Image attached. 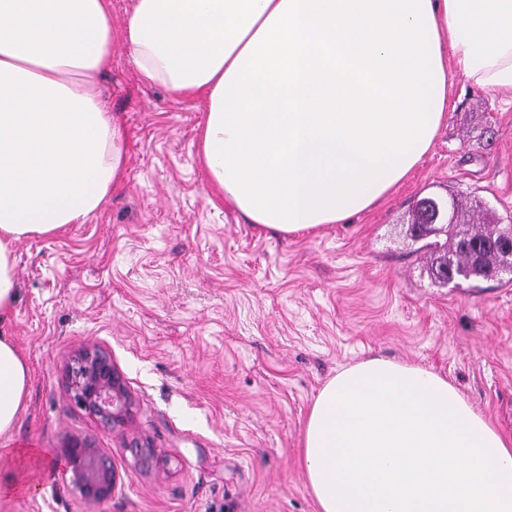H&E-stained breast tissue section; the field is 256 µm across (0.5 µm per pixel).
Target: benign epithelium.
<instances>
[{
  "label": "benign epithelium",
  "mask_w": 512,
  "mask_h": 512,
  "mask_svg": "<svg viewBox=\"0 0 512 512\" xmlns=\"http://www.w3.org/2000/svg\"><path fill=\"white\" fill-rule=\"evenodd\" d=\"M66 379L74 402L114 430L125 424L131 399L112 356L92 346L78 350L66 367ZM70 482L82 498L102 503L112 497L117 475L110 458L101 449L80 438H72L62 450Z\"/></svg>",
  "instance_id": "benign-epithelium-1"
}]
</instances>
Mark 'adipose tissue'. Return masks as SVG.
Segmentation results:
<instances>
[{
    "mask_svg": "<svg viewBox=\"0 0 512 512\" xmlns=\"http://www.w3.org/2000/svg\"><path fill=\"white\" fill-rule=\"evenodd\" d=\"M204 98L199 160L251 223L341 224L414 170L450 69L512 96V0H0V460L28 393L8 334L14 246L85 221L122 187L101 77ZM303 466L319 512H512V438L420 365L370 358L317 394Z\"/></svg>",
    "mask_w": 512,
    "mask_h": 512,
    "instance_id": "ef3b65f1",
    "label": "adipose tissue"
}]
</instances>
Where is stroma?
Masks as SVG:
<instances>
[{"instance_id": "35a3bbf8", "label": "stroma", "mask_w": 512, "mask_h": 512, "mask_svg": "<svg viewBox=\"0 0 512 512\" xmlns=\"http://www.w3.org/2000/svg\"><path fill=\"white\" fill-rule=\"evenodd\" d=\"M102 86L125 131L124 186L85 223L15 246L8 331L30 372L10 467L30 491L0 512H317L302 465L328 379L383 357L448 377L512 436V282L432 284L406 237L412 203L464 195L512 222V102L451 71L445 123L412 174L369 210L318 231L248 223L197 160L204 101L140 82L112 46ZM107 349L131 396L103 430L75 405L65 368ZM79 437L117 474L87 504L62 450ZM156 459H134L131 441Z\"/></svg>"}]
</instances>
